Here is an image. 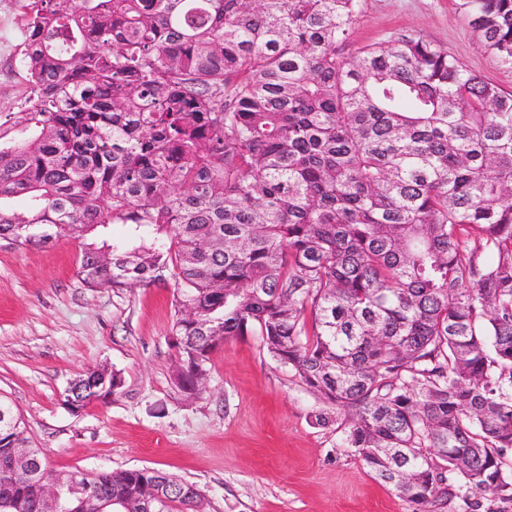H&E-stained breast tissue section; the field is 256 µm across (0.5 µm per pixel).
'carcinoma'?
I'll list each match as a JSON object with an SVG mask.
<instances>
[{"mask_svg":"<svg viewBox=\"0 0 512 512\" xmlns=\"http://www.w3.org/2000/svg\"><path fill=\"white\" fill-rule=\"evenodd\" d=\"M23 8L29 96L0 119V238L81 241L93 291L171 276L180 389L199 388L194 358L261 337L351 412L348 447L411 512L512 502V94L414 36L345 53L363 0ZM459 9L512 67V0ZM100 384L89 371L68 398ZM4 441L29 438L0 397ZM10 480L0 512H32L40 487ZM87 483L92 512H207L156 469Z\"/></svg>","mask_w":512,"mask_h":512,"instance_id":"cac0c4a2","label":"carcinoma"}]
</instances>
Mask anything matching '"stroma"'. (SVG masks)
Returning a JSON list of instances; mask_svg holds the SVG:
<instances>
[{"instance_id": "obj_1", "label": "stroma", "mask_w": 512, "mask_h": 512, "mask_svg": "<svg viewBox=\"0 0 512 512\" xmlns=\"http://www.w3.org/2000/svg\"><path fill=\"white\" fill-rule=\"evenodd\" d=\"M458 0H364L348 49L423 38L466 69L512 92V68L483 45ZM20 0H0V114L23 111ZM78 241L25 249L0 239V396L24 418L33 447L54 469L153 468L196 485L207 512H411L344 445L348 417L326 408L257 336L211 355L201 393L171 379L168 336L174 283L123 291L85 288ZM119 371L112 399L82 414L63 404L67 383L88 368Z\"/></svg>"}]
</instances>
